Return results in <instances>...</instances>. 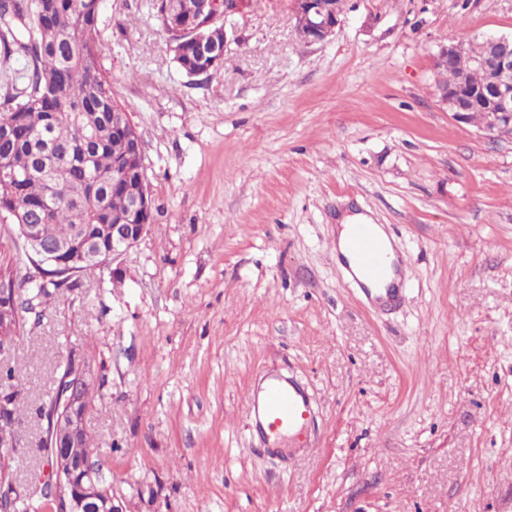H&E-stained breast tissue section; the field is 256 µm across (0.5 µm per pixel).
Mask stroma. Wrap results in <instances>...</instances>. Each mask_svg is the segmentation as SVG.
Instances as JSON below:
<instances>
[{
  "mask_svg": "<svg viewBox=\"0 0 512 512\" xmlns=\"http://www.w3.org/2000/svg\"><path fill=\"white\" fill-rule=\"evenodd\" d=\"M213 78L187 77L152 0H103L112 99L139 132L153 222L24 317L26 454L59 362L85 364L86 431L123 512H512V138L439 104L448 42L512 35V0H348L301 43L290 0H253ZM383 225L404 296L371 305L336 227ZM276 374L313 402L299 464L249 428Z\"/></svg>",
  "mask_w": 512,
  "mask_h": 512,
  "instance_id": "obj_1",
  "label": "stroma"
}]
</instances>
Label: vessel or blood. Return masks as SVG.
I'll return each mask as SVG.
<instances>
[{
  "mask_svg": "<svg viewBox=\"0 0 512 512\" xmlns=\"http://www.w3.org/2000/svg\"><path fill=\"white\" fill-rule=\"evenodd\" d=\"M346 247L350 256L347 273L364 290L369 301L378 306L392 304L402 297V288L393 277L400 262L379 239L372 224L349 225ZM246 410L256 433L264 440L280 444L283 438L300 437L312 411L310 397L292 380L273 376L253 389Z\"/></svg>",
  "mask_w": 512,
  "mask_h": 512,
  "instance_id": "vessel-or-blood-1",
  "label": "vessel or blood"
}]
</instances>
